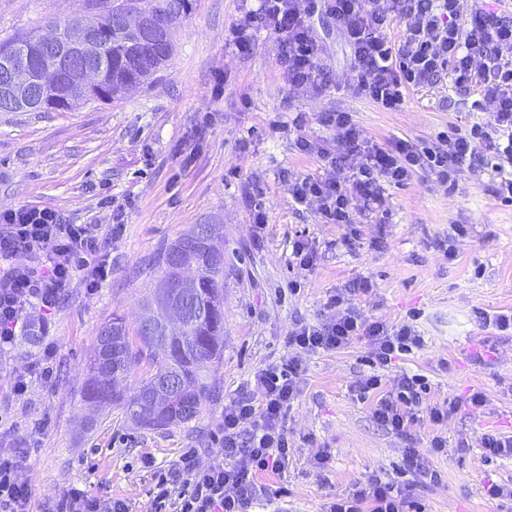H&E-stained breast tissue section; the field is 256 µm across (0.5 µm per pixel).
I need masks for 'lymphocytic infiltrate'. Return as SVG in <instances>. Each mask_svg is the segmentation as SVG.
I'll use <instances>...</instances> for the list:
<instances>
[{"label": "lymphocytic infiltrate", "mask_w": 512, "mask_h": 512, "mask_svg": "<svg viewBox=\"0 0 512 512\" xmlns=\"http://www.w3.org/2000/svg\"><path fill=\"white\" fill-rule=\"evenodd\" d=\"M229 39L237 49L251 44L253 31L264 30L280 41L290 85L323 87L327 72L321 63L313 18L333 20L351 48V61L361 77L360 90L386 110H400L410 88L422 86L441 73L453 84H478L488 125L474 124L469 133L426 146L406 139L392 145H363L348 113L329 112L324 126L335 131L344 153L323 154L329 167L345 171L341 180L310 175L288 179V192L298 203L312 204L327 223L343 226L344 241L357 238L351 213L361 208L379 214L384 185H401L418 173L440 184L455 183L472 142L492 137L496 160L512 163V59L501 45H512V24L489 14L460 23L458 0H258ZM405 23L402 44L387 34L393 19ZM30 256L17 263L18 254ZM112 273L110 255L96 229L70 222L52 208H19L0 212V348L15 338L21 309L29 299L54 307L74 278L96 288ZM368 280L337 291L329 299L338 310L327 324L299 322L288 338L291 355L261 369L251 391L224 406L219 446L208 463L197 451L184 449L152 491L150 512H248L270 488L259 483L262 472H279L288 458L284 416L299 393L304 359L317 352L337 351L365 342L372 374L358 384L360 397H372L373 417L395 434L408 435L422 399L417 375L398 378L382 387V370L401 355L420 347L423 339L408 324L387 325L363 318L352 304L353 292H366ZM27 451L0 448V512H32L33 488L26 469ZM43 512H129L124 500L97 496L70 487L46 502ZM328 512H423L409 487L379 474L369 475L351 496L336 499Z\"/></svg>", "instance_id": "1"}]
</instances>
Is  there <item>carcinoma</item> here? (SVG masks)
I'll return each instance as SVG.
<instances>
[{
  "mask_svg": "<svg viewBox=\"0 0 512 512\" xmlns=\"http://www.w3.org/2000/svg\"><path fill=\"white\" fill-rule=\"evenodd\" d=\"M98 12L85 20H71L58 26L61 45L71 43L73 33L90 23L99 32L94 55L98 66V84L91 99L120 100L133 87L149 83L170 58L155 56L138 41L136 32L124 23V15L134 9L155 26L166 27L173 19V5L168 0H95ZM37 40L26 34L0 43V66L4 62L22 63L24 48ZM40 110L73 109L81 97L71 94L63 84L50 85L39 95ZM195 268L198 287L184 299L186 316L179 328L168 331L167 311L179 300L180 292L170 287L177 271L171 265L173 254ZM160 263L164 275L153 295L143 302L136 335L141 346L129 341V329L115 316L100 331L94 357L88 367L83 399L91 406L123 403L130 418L149 428L185 424L195 419L203 398L210 392L208 379L224 349V249L211 243L201 247L181 236L163 252ZM149 351L151 368L137 391L127 397L115 389L112 380L131 371L144 351ZM167 380L180 384V396L163 403L155 420L145 417L148 399Z\"/></svg>",
  "mask_w": 512,
  "mask_h": 512,
  "instance_id": "carcinoma-1",
  "label": "carcinoma"
}]
</instances>
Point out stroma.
Returning <instances> with one entry per match:
<instances>
[{"instance_id": "stroma-1", "label": "stroma", "mask_w": 512, "mask_h": 512, "mask_svg": "<svg viewBox=\"0 0 512 512\" xmlns=\"http://www.w3.org/2000/svg\"><path fill=\"white\" fill-rule=\"evenodd\" d=\"M174 50L151 83L117 102H89L70 111L0 112V211L49 207L77 224L108 233L112 274L96 292L74 278L54 308L29 302L24 328L36 343L15 340L0 349V448L30 442L33 512L77 485L126 501L146 512L158 467L195 448L208 462L224 426V405L245 393L255 374L289 353L288 336L301 320L328 322V299L366 279L373 289L354 296L369 320L413 322L424 339L385 371V385L401 374L422 376L424 405L461 400L479 391L480 409L461 408L447 423L428 416L399 436L372 416L370 399L355 388L370 374V350L355 343L306 358L300 392L289 410L288 461L261 482L283 488L251 512H324L377 469L410 485L426 512H512V501L486 495L490 483H512V459H487L485 433L512 435V334L484 325L483 314L512 311V203L496 196L500 174L486 168L488 141L473 143L455 185L443 188L426 174L388 186L390 217L376 224L354 209L358 241L343 243V228L324 223L316 207L296 203L288 177L338 173L298 148L302 137L336 154L342 144L322 123L324 113H349L361 140L383 145L404 138L434 145L439 135L467 133L478 114V93L447 75L410 91L398 111L363 95L350 48L326 16L315 34L328 70L326 88L289 85L276 36L259 33L250 49L228 42L248 0H174ZM88 13L86 0H0V42ZM304 124L294 128L292 120ZM264 224L253 221L255 210ZM124 222L114 226L113 217ZM216 225L224 239V353L195 420L144 428L122 405L92 412L83 401L97 337L113 315L136 327L143 300L163 275L164 248L193 225ZM467 233L454 237V225ZM304 234L316 249L312 269L291 260V240ZM452 240L454 258L441 244ZM53 347V378L33 381L25 398L11 393L12 376ZM39 435H31L36 422ZM448 450L428 458L434 475L411 474L408 447L434 434Z\"/></svg>"}]
</instances>
